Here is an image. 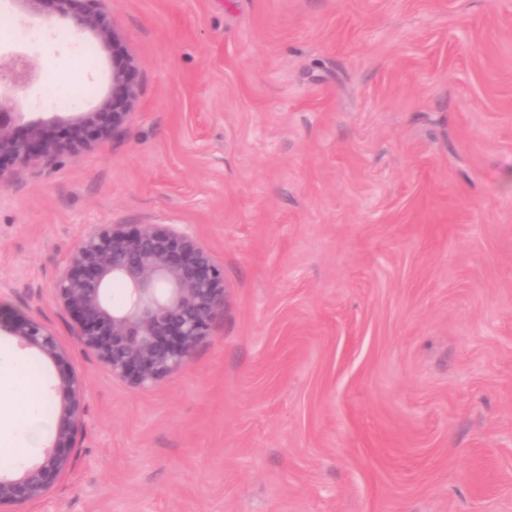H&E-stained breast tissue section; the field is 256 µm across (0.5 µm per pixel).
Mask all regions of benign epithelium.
Instances as JSON below:
<instances>
[{
  "instance_id": "benign-epithelium-1",
  "label": "benign epithelium",
  "mask_w": 512,
  "mask_h": 512,
  "mask_svg": "<svg viewBox=\"0 0 512 512\" xmlns=\"http://www.w3.org/2000/svg\"><path fill=\"white\" fill-rule=\"evenodd\" d=\"M29 13L46 6L71 21L74 35L93 33L100 44L116 39L100 7L102 0H17ZM131 63L112 64V95L98 108L48 120L21 123L16 94L39 82L42 71L27 54L0 55V180L7 162L26 168L41 158L83 148L90 136L105 138L128 119L135 102ZM68 134L54 136L49 125ZM122 287L120 295L112 285ZM55 295L72 317L73 337L110 371L136 387L151 386L177 370L193 347L209 335L224 308V271L196 238L179 224H145L128 230L120 224L90 229L60 271ZM32 349L57 369L52 392L57 400L55 433L40 458L0 475V512L41 501L70 464L83 420L85 379L69 362V352L45 322L0 314V332Z\"/></svg>"
}]
</instances>
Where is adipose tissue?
Instances as JSON below:
<instances>
[{
  "instance_id": "adipose-tissue-1",
  "label": "adipose tissue",
  "mask_w": 512,
  "mask_h": 512,
  "mask_svg": "<svg viewBox=\"0 0 512 512\" xmlns=\"http://www.w3.org/2000/svg\"><path fill=\"white\" fill-rule=\"evenodd\" d=\"M23 397L28 403L25 413L15 409V397ZM42 391L36 379L8 351L0 349V451L18 452L24 455L39 448L43 436L51 427L40 410ZM24 433L22 444L16 445L3 439L6 430Z\"/></svg>"
}]
</instances>
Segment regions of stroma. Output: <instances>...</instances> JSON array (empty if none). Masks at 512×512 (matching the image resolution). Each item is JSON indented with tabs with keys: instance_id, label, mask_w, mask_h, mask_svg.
Here are the masks:
<instances>
[{
	"instance_id": "stroma-1",
	"label": "stroma",
	"mask_w": 512,
	"mask_h": 512,
	"mask_svg": "<svg viewBox=\"0 0 512 512\" xmlns=\"http://www.w3.org/2000/svg\"><path fill=\"white\" fill-rule=\"evenodd\" d=\"M101 7L107 48L0 0V53L45 77L25 120L98 106L117 57L136 92L0 182V309L87 383L69 470L21 512H512V0ZM99 224L186 225L224 269L208 336L148 387L55 298Z\"/></svg>"
}]
</instances>
